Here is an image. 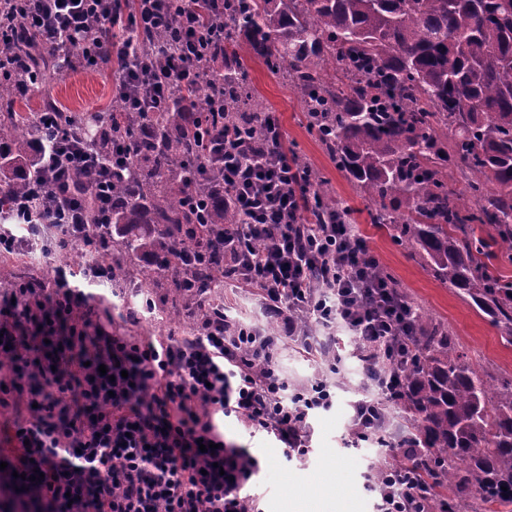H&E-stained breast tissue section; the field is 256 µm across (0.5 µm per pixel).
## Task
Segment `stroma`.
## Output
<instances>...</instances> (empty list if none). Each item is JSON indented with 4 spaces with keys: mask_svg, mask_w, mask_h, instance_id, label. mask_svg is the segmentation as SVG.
I'll list each match as a JSON object with an SVG mask.
<instances>
[{
    "mask_svg": "<svg viewBox=\"0 0 512 512\" xmlns=\"http://www.w3.org/2000/svg\"><path fill=\"white\" fill-rule=\"evenodd\" d=\"M244 65L248 80L264 104L279 116L289 143L329 178L338 200L362 207L363 202L346 175L337 170L299 122L301 107L293 93L260 62L248 58ZM109 95L110 85L105 75L80 68L50 86L30 92L29 109L38 111L49 98L72 111L91 112L101 109ZM360 231L414 301L432 317L448 323L459 351L468 362L486 369L494 381L512 377V347L501 342L495 326L466 304L455 289L436 281L409 249L393 244L370 224H361ZM80 261L78 251L73 249L37 246L30 251L2 254L0 283L11 286L23 278L45 280L51 277L53 269L62 267L67 270L70 282L79 284L83 281ZM224 306L237 320L278 337L277 364L289 386L323 380L336 395L331 409L310 416L311 448L301 457L285 456L272 434L251 435L236 417H217L218 430L225 440L247 446L259 461L260 468L246 484L245 493L258 497L261 512H373L376 494L366 487L363 472L368 461L378 459L381 450L368 442L351 443L348 431L353 401L365 394H375L376 388L348 335L339 339L343 347L342 361L334 368L321 357L307 354L298 342L286 336L283 325L264 314L252 290L226 287ZM191 324V319L186 317L177 324L167 323L156 313L138 324L115 322L112 328L157 342L172 336L184 337Z\"/></svg>",
    "mask_w": 512,
    "mask_h": 512,
    "instance_id": "1",
    "label": "stroma"
}]
</instances>
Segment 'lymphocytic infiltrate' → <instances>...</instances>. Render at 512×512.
<instances>
[{
	"label": "lymphocytic infiltrate",
	"instance_id": "f902f5d3",
	"mask_svg": "<svg viewBox=\"0 0 512 512\" xmlns=\"http://www.w3.org/2000/svg\"><path fill=\"white\" fill-rule=\"evenodd\" d=\"M135 9H127V2ZM18 20L0 8V60L16 42L35 48L63 76L75 66L105 73L131 112L185 111L191 92L209 75L205 58L224 45V0H211L214 18L201 25L197 0H14ZM167 32L149 52L162 58L168 79L146 66L142 38ZM46 142L35 156L44 172L40 191L58 237L96 219L100 241L112 237V181L129 175L128 145L89 130L61 134L44 119ZM203 162L221 164L243 214L225 225V251L242 253L233 281L253 289L267 314L288 335L308 341L315 324L329 334L320 350L336 347L333 329L350 333L362 350L391 349L406 335L403 309L387 288L364 287L373 255L354 224H303L296 185L304 177L277 140L228 144L214 127L194 146ZM91 173V206H82L78 179ZM263 241L255 250L254 241ZM322 288L312 292L310 278ZM86 294L56 276L53 287L18 286L0 308V355L12 360L14 384L0 387V406L20 392V378H40L29 391L31 418L17 421L16 453L0 470V484L23 488L56 512H255L243 488L258 467L248 449L225 443L215 415L235 416L248 430L271 433L285 455L305 454L308 418L330 409L333 393L318 381L289 388L276 367L274 337L252 326L229 334L223 323L201 320L193 336L160 344L108 333L100 322L73 316ZM402 379L378 383V396L354 405L357 437L388 430L379 401H393ZM207 451H200V442Z\"/></svg>",
	"mask_w": 512,
	"mask_h": 512
}]
</instances>
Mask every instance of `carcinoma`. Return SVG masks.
Instances as JSON below:
<instances>
[{"mask_svg": "<svg viewBox=\"0 0 512 512\" xmlns=\"http://www.w3.org/2000/svg\"><path fill=\"white\" fill-rule=\"evenodd\" d=\"M224 130L248 129L265 111L246 80L244 55L260 61L299 96L308 132L372 204L369 223L423 260L433 277L455 288L512 346V0H224ZM56 80L50 67L13 68L0 82V219L12 220V197L39 185L28 153L38 134L17 105L23 85ZM212 89H195L196 118L153 116L135 143L131 179L112 185V223L121 228L96 259L137 283L147 304L160 288L169 317H182L191 286L231 273L215 224H238L224 198V170L207 166L212 224H201L183 198L197 190V156L185 146L206 126ZM112 136L131 135L144 113L111 99ZM310 214L354 210L340 203L324 174L311 167ZM463 181L466 193L449 188ZM156 252V268L130 265ZM212 253L204 267L185 255ZM412 335L401 402L410 439L422 459L420 492L430 512H491L512 502V380L498 386L464 362L448 327L395 288Z\"/></svg>", "mask_w": 512, "mask_h": 512, "instance_id": "carcinoma-1", "label": "carcinoma"}]
</instances>
